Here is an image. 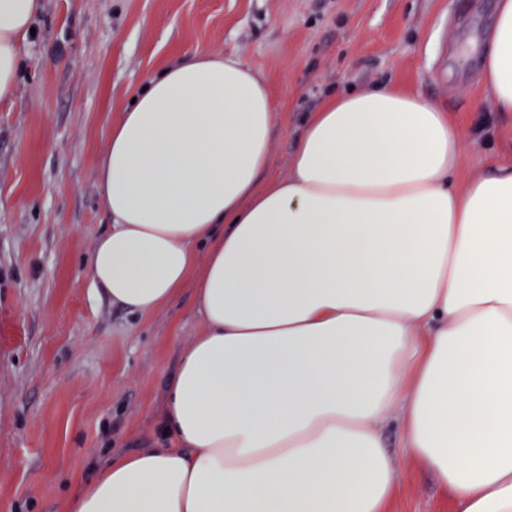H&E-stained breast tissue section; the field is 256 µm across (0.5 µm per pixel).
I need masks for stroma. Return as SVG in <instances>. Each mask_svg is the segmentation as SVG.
<instances>
[{
  "label": "stroma",
  "mask_w": 512,
  "mask_h": 512,
  "mask_svg": "<svg viewBox=\"0 0 512 512\" xmlns=\"http://www.w3.org/2000/svg\"><path fill=\"white\" fill-rule=\"evenodd\" d=\"M492 17L493 0H42L0 104V512H62L110 459L153 446L201 329L192 286L144 316L86 275L108 229L98 158L137 90L187 52L237 54L270 82L283 177L311 112L390 83L465 126L474 173L512 161V114L477 77ZM385 438L399 463L387 512H453L399 422Z\"/></svg>",
  "instance_id": "stroma-1"
}]
</instances>
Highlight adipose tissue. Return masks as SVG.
Segmentation results:
<instances>
[{"label":"adipose tissue","mask_w":512,"mask_h":512,"mask_svg":"<svg viewBox=\"0 0 512 512\" xmlns=\"http://www.w3.org/2000/svg\"><path fill=\"white\" fill-rule=\"evenodd\" d=\"M39 0H0V101ZM480 74L512 113V0ZM266 77L191 52L153 75L97 164L86 273L152 314L193 283L201 330L168 448L112 459L64 512H386L403 419L454 512H512V163L463 174L464 127L386 84L328 99L284 177Z\"/></svg>","instance_id":"adipose-tissue-1"}]
</instances>
